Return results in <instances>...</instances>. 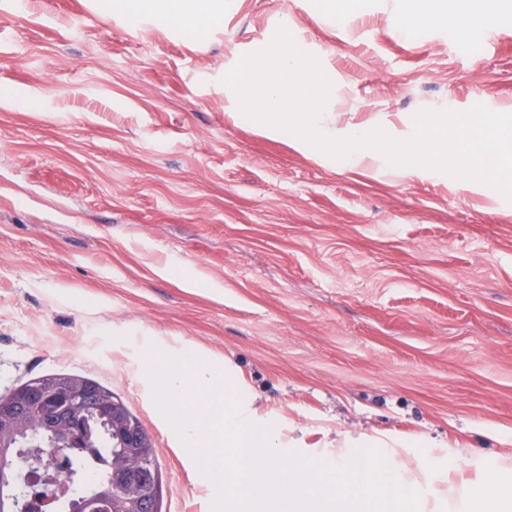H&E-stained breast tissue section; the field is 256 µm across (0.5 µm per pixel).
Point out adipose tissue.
<instances>
[{"instance_id": "1", "label": "adipose tissue", "mask_w": 512, "mask_h": 512, "mask_svg": "<svg viewBox=\"0 0 512 512\" xmlns=\"http://www.w3.org/2000/svg\"><path fill=\"white\" fill-rule=\"evenodd\" d=\"M501 0H403L401 13L408 24L436 26L453 19L461 41L479 37L499 19ZM124 15L129 25L150 20L160 25H175L190 40L209 32L224 18V0H127Z\"/></svg>"}]
</instances>
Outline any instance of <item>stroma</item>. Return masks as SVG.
Here are the masks:
<instances>
[{
    "mask_svg": "<svg viewBox=\"0 0 512 512\" xmlns=\"http://www.w3.org/2000/svg\"><path fill=\"white\" fill-rule=\"evenodd\" d=\"M287 26L339 124L512 113V14L460 42L400 0H224L189 41L94 0H0V395L53 373L111 389L156 448L159 512H213L127 347L239 368L308 455L369 434L407 464L512 456V203L447 175L326 166L232 113L223 76Z\"/></svg>",
    "mask_w": 512,
    "mask_h": 512,
    "instance_id": "stroma-1",
    "label": "stroma"
}]
</instances>
